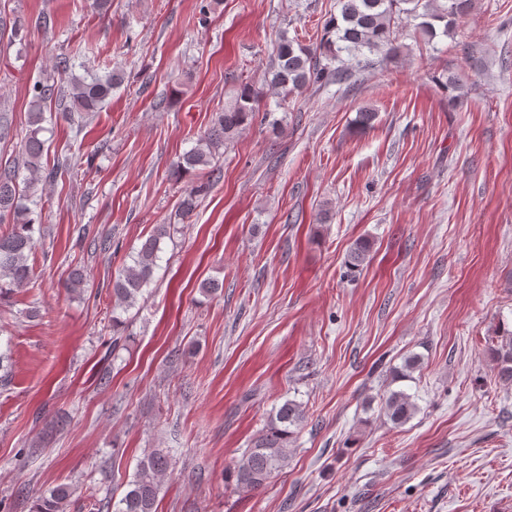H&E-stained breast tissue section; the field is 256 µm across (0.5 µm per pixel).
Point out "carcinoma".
I'll use <instances>...</instances> for the list:
<instances>
[{"label": "carcinoma", "instance_id": "cac0c4a2", "mask_svg": "<svg viewBox=\"0 0 512 512\" xmlns=\"http://www.w3.org/2000/svg\"><path fill=\"white\" fill-rule=\"evenodd\" d=\"M339 15L326 21L324 34L316 46L304 47L287 35H280L271 63L270 86L283 98L309 85L332 79H345L344 71L333 67L343 52H373L387 49L394 52V28L412 26L423 36L432 39L451 34L472 8V0H339ZM122 77L112 72L104 77L90 79L69 78L67 89L38 81L29 90L30 129L20 142L18 158L13 164L0 168V224L11 228L0 231V301L28 282L32 274L29 257L35 248L34 224L30 218L27 189L42 177L48 178L68 162H57L54 169L43 173L45 141L44 107L64 97L63 117L73 121L91 112L100 111L120 86ZM262 96L245 86L234 103L215 113L211 127L196 145L185 152L174 165V172L205 170L214 175L212 164L220 150L233 141L240 131L250 125L260 111ZM209 182L201 181L186 189L179 202V215L187 216L198 204V198L207 191ZM171 236V225L157 224L147 239L131 254V263L112 278V327L123 326L122 315L136 306L144 297L159 268L161 242ZM497 364V376L512 382V333L501 337L491 348ZM421 364V357L411 354L393 369L399 379L410 377ZM380 406L394 424L408 421L417 412L415 395L405 390H393L380 397ZM306 412L301 403L287 399L249 448L237 459L234 467L236 485L247 491L264 487L277 473L288 466L290 445L305 422ZM167 454L154 449L139 461L128 489L121 499L112 504L114 512H155L161 491L162 477L170 469ZM72 491L64 484L39 494L32 512H66Z\"/></svg>", "mask_w": 512, "mask_h": 512}]
</instances>
